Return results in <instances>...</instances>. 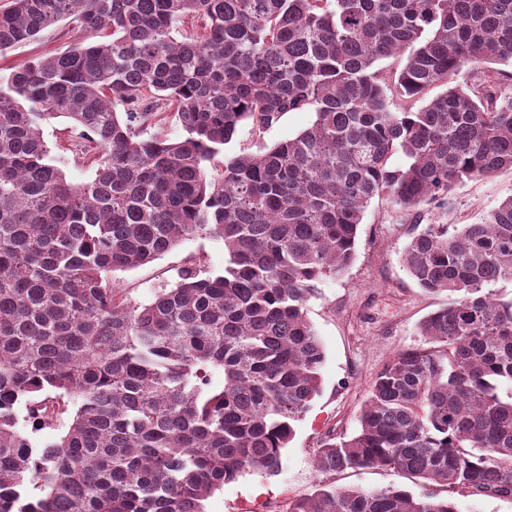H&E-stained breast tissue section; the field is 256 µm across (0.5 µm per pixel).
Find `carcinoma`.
I'll use <instances>...</instances> for the list:
<instances>
[{"label":"carcinoma","instance_id":"carcinoma-1","mask_svg":"<svg viewBox=\"0 0 512 512\" xmlns=\"http://www.w3.org/2000/svg\"><path fill=\"white\" fill-rule=\"evenodd\" d=\"M64 20L110 34L0 77V512H206L243 474L281 473L322 392L306 302L352 262L371 200L418 213L512 170V76H488L512 66V0H0V55ZM391 56L405 63L385 77ZM305 109L295 138L217 160L241 123L261 134ZM55 117L95 144L89 181L52 163ZM196 236L224 241V274L190 259L146 305L112 286ZM402 262L459 298L419 324L434 349L397 354L313 463L446 496L320 482L286 512L512 498V300L492 293L512 284V196L480 224L424 225ZM20 404L34 429L67 430L35 442Z\"/></svg>","mask_w":512,"mask_h":512}]
</instances>
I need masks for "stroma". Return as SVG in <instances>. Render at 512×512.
I'll use <instances>...</instances> for the list:
<instances>
[{"mask_svg": "<svg viewBox=\"0 0 512 512\" xmlns=\"http://www.w3.org/2000/svg\"><path fill=\"white\" fill-rule=\"evenodd\" d=\"M81 38L68 22L43 30L35 39L16 44L0 59V76L12 66L41 55L63 52ZM315 119L313 111L289 112L264 133L242 123L226 153L257 152L296 137ZM49 156L69 181H88L93 170L75 160L77 139L68 119H50L43 128ZM512 195V171L466 182L455 189L447 207H431L415 216L388 199L374 198L358 232L356 254L338 278L320 281L307 302V315L321 339L326 359L322 393L296 425L277 476L248 473L224 485L207 500V512H254L260 504L286 505L311 493L323 476L312 457L326 436L352 434L361 406L381 369L396 354L424 347L418 323L449 301L448 293L429 294L406 273L402 254L416 225L477 224L502 199ZM191 257L202 259L213 273H223L228 255L223 241L206 237L184 240L152 262L111 273L110 280L138 304L150 303L164 288L173 287L177 272Z\"/></svg>", "mask_w": 512, "mask_h": 512, "instance_id": "1", "label": "stroma"}]
</instances>
